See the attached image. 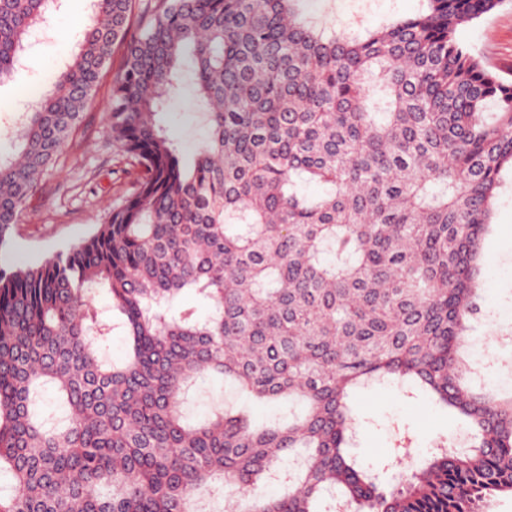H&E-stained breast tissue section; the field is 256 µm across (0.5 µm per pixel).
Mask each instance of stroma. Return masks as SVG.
<instances>
[{"instance_id": "35a3bbf8", "label": "stroma", "mask_w": 512, "mask_h": 512, "mask_svg": "<svg viewBox=\"0 0 512 512\" xmlns=\"http://www.w3.org/2000/svg\"><path fill=\"white\" fill-rule=\"evenodd\" d=\"M420 8L419 0H302L305 16L374 29L394 17H406ZM91 0H60L45 33L29 41L23 61L0 82V128L12 126L18 113L32 111L55 75L69 61L83 38ZM465 45L487 63L512 73V6H505L461 31ZM112 70H105L79 130L53 168L41 178L9 242L0 250V263L25 267L52 256L87 237L102 223L109 206L131 188L118 145L107 119ZM191 64H184L180 89L158 115L159 125L177 143L184 157H192L202 142L190 136L196 117ZM483 242L486 308L471 322V336L492 337V353L472 352L485 379L512 387V172H506ZM361 425L351 452L363 468L388 483L398 477L405 462L398 447L409 450L407 462H416L435 446L440 436L462 438L466 424L433 407L421 393H409L389 384L357 389L352 397Z\"/></svg>"}]
</instances>
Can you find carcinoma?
<instances>
[{
	"instance_id": "cac0c4a2",
	"label": "carcinoma",
	"mask_w": 512,
	"mask_h": 512,
	"mask_svg": "<svg viewBox=\"0 0 512 512\" xmlns=\"http://www.w3.org/2000/svg\"><path fill=\"white\" fill-rule=\"evenodd\" d=\"M53 2L0 0V79ZM94 2L0 156V248L118 52L108 118L133 191L87 239L0 265V474L14 487L0 512H204L219 497L226 512H336L337 498L352 512H481L512 493V395L475 387L464 359L512 169V79L459 35L507 0H421L364 31L305 18L300 0ZM187 48L208 125L190 163L156 119ZM101 291L125 331L119 361L101 352ZM209 375L288 416L258 426L247 407H218L190 421ZM371 381L465 420V449L436 448L382 485L349 453L351 395ZM50 388L55 419L40 411Z\"/></svg>"
}]
</instances>
